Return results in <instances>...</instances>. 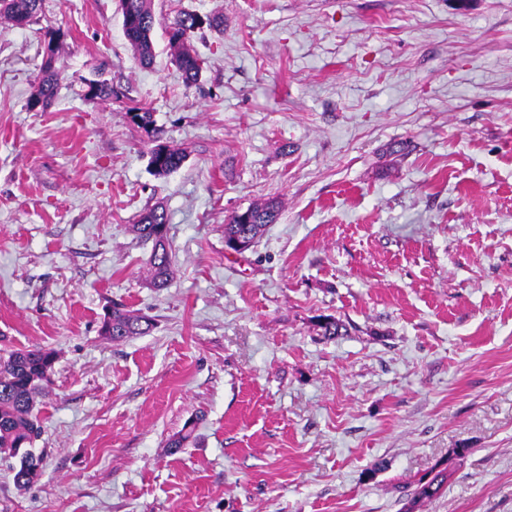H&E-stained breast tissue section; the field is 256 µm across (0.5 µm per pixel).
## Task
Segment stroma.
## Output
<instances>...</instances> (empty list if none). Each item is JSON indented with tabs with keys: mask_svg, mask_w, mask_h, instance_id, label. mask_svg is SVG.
I'll list each match as a JSON object with an SVG mask.
<instances>
[{
	"mask_svg": "<svg viewBox=\"0 0 512 512\" xmlns=\"http://www.w3.org/2000/svg\"><path fill=\"white\" fill-rule=\"evenodd\" d=\"M153 7L148 68L118 0L0 20V340L58 354L43 475L0 463V512H398L446 460L417 512H512V0ZM185 11L224 19L190 39L191 87L165 33ZM50 31L64 69L32 110ZM100 79L124 98L88 101ZM132 107L179 169L151 173ZM272 198L228 252V217ZM159 204L161 289L132 231ZM115 302L153 329L107 339ZM280 214V203L271 200L234 212L224 224V242L231 247L234 241L246 243L249 248L261 238L269 224H275ZM232 245L241 247L239 242ZM448 479V465L441 463L435 466L429 473L421 476L407 490L408 493L401 496L399 512H414L417 506L425 501L435 498Z\"/></svg>",
	"mask_w": 512,
	"mask_h": 512,
	"instance_id": "1",
	"label": "stroma"
}]
</instances>
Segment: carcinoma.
I'll use <instances>...</instances> for the list:
<instances>
[{"label": "carcinoma", "instance_id": "cac0c4a2", "mask_svg": "<svg viewBox=\"0 0 512 512\" xmlns=\"http://www.w3.org/2000/svg\"><path fill=\"white\" fill-rule=\"evenodd\" d=\"M122 16H131L134 22L124 30L135 59L142 66L150 65L155 56L153 34L156 18L152 0H119ZM41 0H0V16L17 24L25 25L36 18ZM220 18L213 15L201 18L193 12L178 15L168 27V43L174 51V62L183 73L188 86L195 84L202 72L201 60L189 47L190 37L195 31L207 26L217 28ZM63 66L45 61L42 76L31 99L46 106L53 97ZM121 92L106 80L98 81L95 93L86 95L89 100L100 102L117 99ZM139 122L135 123L152 143L150 161L155 164L154 175L166 176L178 169L186 159L183 151L163 143V131L155 122L153 113L141 108ZM280 214V203L271 200L254 204L243 211L234 212L224 224V242L231 246L241 241L252 246L261 238L267 226L276 223ZM169 217L166 209L155 207L141 216L133 225V231L144 243L152 247L167 242ZM175 274L172 254L163 246L150 257L149 275L156 288H165ZM321 335L334 339L341 335L344 324L336 317L326 315L318 318ZM151 322L144 316L128 309L123 304H114L105 314L102 332L114 342L147 333ZM57 354L51 348L0 349V459L14 458L17 465L11 466L17 487L27 488L42 475V457L35 454L34 445L40 438L42 426L38 417L37 396L51 383ZM448 479V465L441 463L429 473L421 476L401 496L399 512H415L417 506L435 498Z\"/></svg>", "mask_w": 512, "mask_h": 512}]
</instances>
